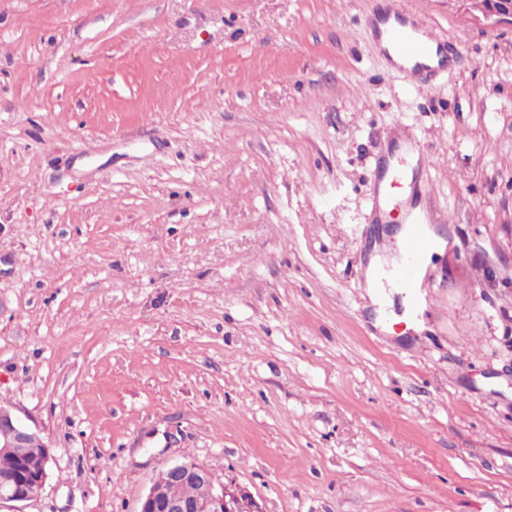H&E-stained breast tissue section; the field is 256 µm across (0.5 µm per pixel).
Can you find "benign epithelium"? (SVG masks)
Listing matches in <instances>:
<instances>
[{"mask_svg":"<svg viewBox=\"0 0 512 512\" xmlns=\"http://www.w3.org/2000/svg\"><path fill=\"white\" fill-rule=\"evenodd\" d=\"M487 20L512 24V0H472ZM0 454L15 465L0 471V506L27 503L38 497L49 479L50 446L40 432L10 407L0 405ZM190 484L196 493L176 497L169 486ZM138 512H261L245 490L218 481L205 466L184 461L165 467L140 501Z\"/></svg>","mask_w":512,"mask_h":512,"instance_id":"7a95c632","label":"benign epithelium"}]
</instances>
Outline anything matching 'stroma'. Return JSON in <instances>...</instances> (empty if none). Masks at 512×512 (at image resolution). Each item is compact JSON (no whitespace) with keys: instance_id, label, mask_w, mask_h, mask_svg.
<instances>
[{"instance_id":"stroma-1","label":"stroma","mask_w":512,"mask_h":512,"mask_svg":"<svg viewBox=\"0 0 512 512\" xmlns=\"http://www.w3.org/2000/svg\"><path fill=\"white\" fill-rule=\"evenodd\" d=\"M397 6L0 0V404L53 456L24 512H138L182 461L261 512H512V25L432 0L414 86ZM416 207L451 245L373 302ZM379 27L380 30L382 31L380 43L381 47L387 51L392 61L397 65H401L404 68H411L414 65L411 69H406L407 76L413 84H423L425 76L423 74L424 66L422 65H425L429 68H436L438 67L440 59L442 58V54L439 56L436 54V45H434L431 54H429L426 57L418 58L426 53L428 49V40L432 39L428 38L423 33V35L427 38V41L425 45H421L416 40L407 36L401 30L395 29L391 33V39L397 52L404 57L415 58L407 59L398 55L394 51L388 38V32L390 31V29H392L393 27H399L395 20L393 18H390L386 23H380Z\"/></svg>"}]
</instances>
